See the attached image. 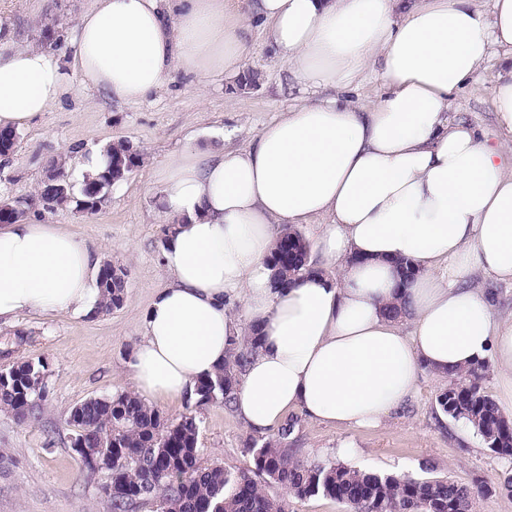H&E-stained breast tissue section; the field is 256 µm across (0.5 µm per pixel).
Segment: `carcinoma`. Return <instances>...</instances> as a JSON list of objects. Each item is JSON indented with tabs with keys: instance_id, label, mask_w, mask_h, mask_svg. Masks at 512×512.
I'll return each instance as SVG.
<instances>
[{
	"instance_id": "cac0c4a2",
	"label": "carcinoma",
	"mask_w": 512,
	"mask_h": 512,
	"mask_svg": "<svg viewBox=\"0 0 512 512\" xmlns=\"http://www.w3.org/2000/svg\"><path fill=\"white\" fill-rule=\"evenodd\" d=\"M107 164L97 176L74 191L64 164L54 160L50 169L58 177H44L34 199L11 203L3 214L12 221L37 205L48 212L70 206L81 208L96 195L103 201L112 186L125 181L141 163V152L127 140L108 144ZM310 243L298 230L286 228L277 240L269 262L275 283L288 288L320 273L309 264ZM100 312L120 308L126 298V272L102 264ZM258 337L245 336L233 343L224 366L199 381L197 404L219 400L231 407L240 375L256 352ZM488 364L462 367L448 377V388L437 396L441 411L467 423L486 448L497 457L512 459V418L505 414L483 386ZM45 365L22 360L0 376V410L24 424L38 417L47 398ZM66 423L77 434L104 441L101 452L112 455V512H131L155 504L159 512H286V503L267 494L260 482L274 483L296 500L322 495L345 505L348 512H472L476 489L450 476H412L376 473L336 462L292 459L279 439L268 437L253 444L254 468L231 472L204 467L198 458L199 420L192 413L168 421L138 396L126 392L90 397L69 412Z\"/></svg>"
}]
</instances>
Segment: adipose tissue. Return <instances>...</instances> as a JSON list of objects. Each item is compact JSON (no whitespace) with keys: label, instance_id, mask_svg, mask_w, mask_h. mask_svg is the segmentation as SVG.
<instances>
[{"label":"adipose tissue","instance_id":"obj_1","mask_svg":"<svg viewBox=\"0 0 512 512\" xmlns=\"http://www.w3.org/2000/svg\"><path fill=\"white\" fill-rule=\"evenodd\" d=\"M71 58L86 87L134 103L173 69L231 74L252 28L299 85L336 89L379 62L383 96L365 109L304 101L242 149H188L158 183L171 230L169 283L147 308L127 366L145 401L193 396L243 329L259 338L235 413L250 430L289 410L373 427L414 392L421 370L492 360L512 411V322L468 286L472 269L512 281V171L502 147L449 121L450 93L499 55L492 88L512 133V0H90ZM60 58L17 47L0 25V129H20L67 93ZM323 218L317 247L342 280L282 291L268 257L286 227ZM421 269L407 290L411 332L388 318L394 260ZM100 262L54 224L0 226V321L32 311L95 315ZM242 304L241 317L231 309Z\"/></svg>","mask_w":512,"mask_h":512}]
</instances>
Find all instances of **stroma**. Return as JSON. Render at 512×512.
I'll return each mask as SVG.
<instances>
[{"label":"stroma","instance_id":"obj_1","mask_svg":"<svg viewBox=\"0 0 512 512\" xmlns=\"http://www.w3.org/2000/svg\"><path fill=\"white\" fill-rule=\"evenodd\" d=\"M87 5L88 0H0V23L13 29L16 45L41 44L68 58L77 17ZM45 23L52 27L47 40L40 31ZM251 41L241 73L197 77L176 69L136 103L87 90L80 74L67 70L68 94L52 111L21 128L15 152L0 158V198L23 201L34 195L52 159L73 156L75 150L101 149L124 139L143 155L140 167L107 192L95 213H50L37 206L26 213L99 247L101 259L126 270L128 288L121 308L93 318L31 312L0 324V343L18 332L28 338L19 351L0 353V370L23 359L42 361L48 389L39 421L20 424L0 411V512H110L104 492L110 474L103 470L91 481L80 480L82 462L71 447L76 429L66 418L87 398L132 388L127 359L154 292L167 284L157 261L166 224L159 214V170L189 147L247 146L266 123L304 96L289 79L286 60L265 44L260 32H253ZM500 71L497 63H488L476 80L451 94L450 119L474 127L492 145L504 139L491 94ZM245 73L254 81L243 88L239 81ZM447 387V382L421 372L412 397L375 428L329 426L289 411L286 421L292 430L286 442L304 461L332 460L383 473L448 475L488 485L493 492L476 498L475 512H512V495L496 488L512 472V461L495 457L464 421L438 411L436 397ZM154 406L171 420L196 413L202 465L229 471L252 468V446L262 436L223 404L200 406L183 397L158 400Z\"/></svg>","mask_w":512,"mask_h":512}]
</instances>
